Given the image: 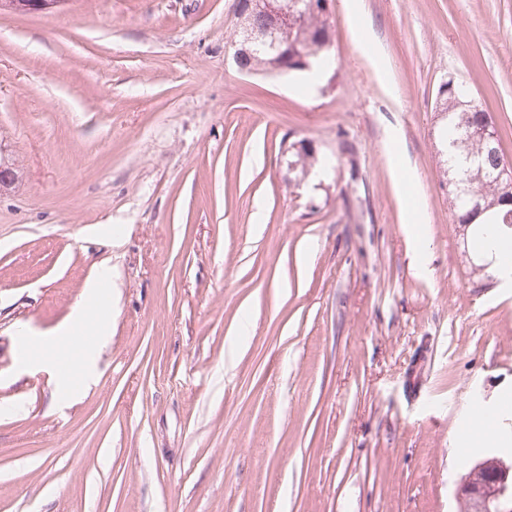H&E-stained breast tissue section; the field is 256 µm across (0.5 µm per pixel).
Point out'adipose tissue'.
I'll return each mask as SVG.
<instances>
[{
  "label": "adipose tissue",
  "mask_w": 512,
  "mask_h": 512,
  "mask_svg": "<svg viewBox=\"0 0 512 512\" xmlns=\"http://www.w3.org/2000/svg\"><path fill=\"white\" fill-rule=\"evenodd\" d=\"M474 241L472 259L485 266L488 275L500 278L504 285L512 287V227L505 224H473L466 230ZM112 272L100 268L85 284L83 302L79 303L70 324L60 328L56 335L43 341L32 359L51 365L60 377L62 386H69L74 375L69 365L60 363V352L69 350L75 342L76 330H83L94 342L104 339L98 325L97 312L101 304L111 303V294L105 293V285L111 284Z\"/></svg>",
  "instance_id": "ef3b65f1"
}]
</instances>
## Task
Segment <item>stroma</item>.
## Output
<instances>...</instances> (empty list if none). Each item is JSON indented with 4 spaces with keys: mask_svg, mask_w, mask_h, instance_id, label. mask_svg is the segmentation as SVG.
Here are the masks:
<instances>
[{
    "mask_svg": "<svg viewBox=\"0 0 512 512\" xmlns=\"http://www.w3.org/2000/svg\"><path fill=\"white\" fill-rule=\"evenodd\" d=\"M359 4L365 40L330 0L329 64L286 76L234 64L237 0L0 12V512H462L499 447L461 433L512 430V288L452 221L435 106L464 84L512 163V0ZM103 264L65 395L23 356Z\"/></svg>",
    "mask_w": 512,
    "mask_h": 512,
    "instance_id": "35a3bbf8",
    "label": "stroma"
}]
</instances>
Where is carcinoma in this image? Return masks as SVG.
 Returning a JSON list of instances; mask_svg holds the SVG:
<instances>
[{
  "mask_svg": "<svg viewBox=\"0 0 512 512\" xmlns=\"http://www.w3.org/2000/svg\"><path fill=\"white\" fill-rule=\"evenodd\" d=\"M283 4H294L299 14V29L294 36H285L281 52L274 56L264 47L254 49L252 57L246 64L265 70L274 66L286 75L300 70L301 58L315 64L327 53L324 46L332 43V29L328 22V13L312 9V0H282ZM439 115L445 121L441 130L440 153L443 169L451 171L456 178L465 181L467 191H450L448 198L453 208V223L469 224L477 216H484L485 222L503 223L507 213L512 212V204H506L512 196L506 191V185L500 184L490 176L505 161L504 154L489 149L485 139L480 135H468V130L486 123L495 129L489 113L468 103L460 86L456 85L444 92L438 104ZM466 138L467 150L472 154H482L484 171L470 169L464 165L463 155L453 143ZM498 475L496 457L488 456L481 461V468L475 473V481L491 488L492 481Z\"/></svg>",
  "mask_w": 512,
  "mask_h": 512,
  "instance_id": "obj_1",
  "label": "carcinoma"
}]
</instances>
